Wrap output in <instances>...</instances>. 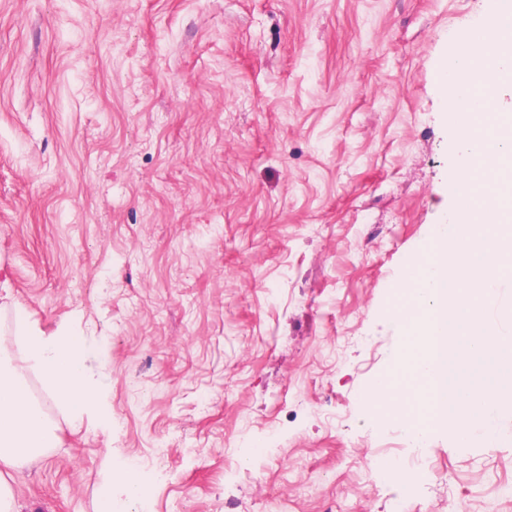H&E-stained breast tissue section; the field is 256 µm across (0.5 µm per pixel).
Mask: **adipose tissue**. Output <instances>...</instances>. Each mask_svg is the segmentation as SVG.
Here are the masks:
<instances>
[{
    "instance_id": "1",
    "label": "adipose tissue",
    "mask_w": 512,
    "mask_h": 512,
    "mask_svg": "<svg viewBox=\"0 0 512 512\" xmlns=\"http://www.w3.org/2000/svg\"><path fill=\"white\" fill-rule=\"evenodd\" d=\"M15 333L28 368L43 378L49 397L72 425L91 418L111 424L108 394L85 369L84 337L68 329L48 335L21 318L15 323ZM9 359V350L0 345V465L17 469L55 447L56 434L24 376L10 366Z\"/></svg>"
}]
</instances>
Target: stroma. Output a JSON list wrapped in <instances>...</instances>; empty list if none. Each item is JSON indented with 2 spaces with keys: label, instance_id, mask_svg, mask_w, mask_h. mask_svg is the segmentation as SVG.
Segmentation results:
<instances>
[{
  "label": "stroma",
  "instance_id": "35a3bbf8",
  "mask_svg": "<svg viewBox=\"0 0 512 512\" xmlns=\"http://www.w3.org/2000/svg\"><path fill=\"white\" fill-rule=\"evenodd\" d=\"M493 0H0V341L85 336L112 426L5 470L19 512H512L494 447L407 452L361 403L406 264L455 203L443 68ZM512 340V277L486 299ZM444 471L436 478L434 470ZM412 456L411 460H405V458L398 456V458L395 457H386L383 455H376L374 456L373 460L374 462H379L381 466H392L401 470L409 469L410 462L414 461L415 459L418 460L419 454L411 448ZM398 469H385L386 475L395 481H405L408 478V474L404 473ZM113 477L121 485L129 501L134 502L139 498L144 485V475L139 467L125 466L118 470Z\"/></svg>",
  "mask_w": 512,
  "mask_h": 512
}]
</instances>
